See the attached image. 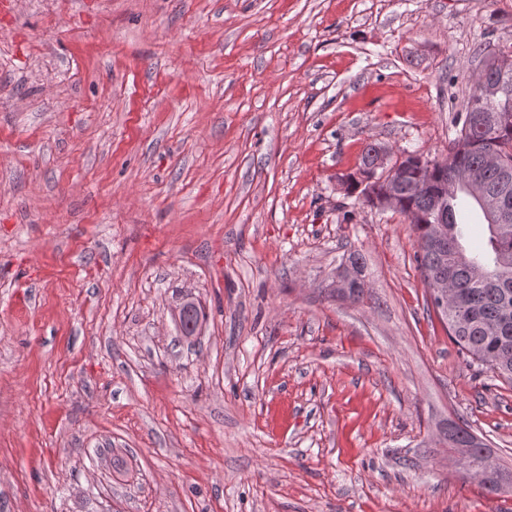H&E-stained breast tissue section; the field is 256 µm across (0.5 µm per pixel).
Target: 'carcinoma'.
Here are the masks:
<instances>
[{
  "instance_id": "carcinoma-1",
  "label": "carcinoma",
  "mask_w": 512,
  "mask_h": 512,
  "mask_svg": "<svg viewBox=\"0 0 512 512\" xmlns=\"http://www.w3.org/2000/svg\"><path fill=\"white\" fill-rule=\"evenodd\" d=\"M484 66L496 68L499 91L483 97L471 90L457 112V136L445 164L415 152L403 151L399 168L391 178L376 174V146L368 144L361 155L360 179H350V192H358L355 204L376 207L388 193L392 211L409 222L416 237V260L425 280L451 282L457 301L442 308L448 335L464 357L490 370L512 385V57L484 47ZM473 177L448 196V250L431 245L436 224L435 197L448 175ZM477 208L486 221L488 236L478 245L465 241L461 215ZM356 274L351 288L342 293L352 299L363 294L365 262L359 253L348 258ZM459 449V472L477 479L486 494L496 496L512 484V474L499 467H485V450L467 429L457 426L448 436Z\"/></svg>"
}]
</instances>
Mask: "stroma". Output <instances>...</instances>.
Segmentation results:
<instances>
[{"mask_svg":"<svg viewBox=\"0 0 512 512\" xmlns=\"http://www.w3.org/2000/svg\"><path fill=\"white\" fill-rule=\"evenodd\" d=\"M486 42L512 0L0 9V512H512L448 444L512 472V386L346 194L367 144L447 156ZM348 261L350 263L351 269L356 274V279L354 280V275L350 269H345L343 271H340L339 273L337 272L336 288H339L338 290L342 292L344 295H348L349 298L355 300L359 299L363 294L364 280L362 279V276L365 269V262L363 256L360 253L355 252L350 255ZM352 282L353 284L350 288ZM340 288L348 289L345 290ZM195 305H197V302L194 299V297L188 296L180 303V305L176 308L174 313L175 321L178 325V328L181 331V333L186 337L199 335L201 330L200 323H186V316L188 312L191 310L192 306ZM448 436L451 447L459 450V472L463 479H478L487 495L497 496L505 485L511 486L512 474L501 472L497 464L486 470L483 443L479 442L466 428L457 426ZM487 452V451H486Z\"/></svg>","mask_w":512,"mask_h":512,"instance_id":"obj_1","label":"stroma"}]
</instances>
